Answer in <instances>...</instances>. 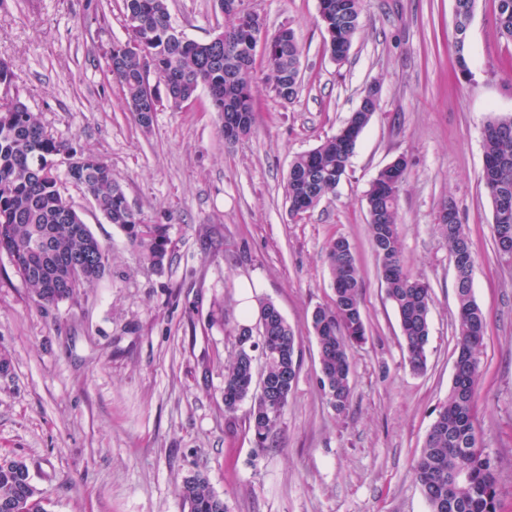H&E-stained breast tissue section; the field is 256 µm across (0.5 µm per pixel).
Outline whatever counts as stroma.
Here are the masks:
<instances>
[{
	"instance_id": "obj_1",
	"label": "stroma",
	"mask_w": 512,
	"mask_h": 512,
	"mask_svg": "<svg viewBox=\"0 0 512 512\" xmlns=\"http://www.w3.org/2000/svg\"><path fill=\"white\" fill-rule=\"evenodd\" d=\"M267 33L291 27L301 87L282 102L254 86V125L224 142L206 91L151 129L127 111L106 70L125 40L122 0H0L9 96L55 138L104 161L147 224L169 227L162 268L142 262L82 186L64 193L110 251L105 276L77 301H35L0 253V453L21 457L50 512H183L176 487L203 474L227 512H429L412 463L454 372L455 272L437 214L452 200L471 239L472 289L484 311L477 416L495 460L499 512H512V263L495 253L493 204L481 180L482 130L512 113V43L496 0H477L470 77L455 74L454 0H363L348 57L324 46L318 0H244ZM173 26L205 41L229 16L215 0H169ZM380 109L335 191L295 216L285 185L296 154L336 133L362 89ZM405 267L431 288L427 369L405 360L397 313L368 234L367 191L397 156ZM346 238L363 278L367 339L350 351L351 402L336 414L318 382L310 315L331 305L325 245ZM274 303L300 338L302 363L278 434L257 449L242 404L224 416V364L243 322L241 281Z\"/></svg>"
}]
</instances>
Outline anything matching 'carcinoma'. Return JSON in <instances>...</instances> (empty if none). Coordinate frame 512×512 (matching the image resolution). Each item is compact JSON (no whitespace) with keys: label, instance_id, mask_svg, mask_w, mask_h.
I'll list each match as a JSON object with an SVG mask.
<instances>
[{"label":"carcinoma","instance_id":"cac0c4a2","mask_svg":"<svg viewBox=\"0 0 512 512\" xmlns=\"http://www.w3.org/2000/svg\"><path fill=\"white\" fill-rule=\"evenodd\" d=\"M495 24L501 37L512 41V0H496ZM127 41L137 43L135 52L115 42L106 57L112 81L122 90L129 112L144 128L150 111V85L143 73L148 69L171 87L170 104L178 109L184 100L208 90L213 111L221 120V132L232 131L234 143L253 126L254 32L264 31V21L255 15V29L246 30L240 18L206 42L189 40L171 23L168 0H123ZM363 0H319V13L326 33L325 45L333 59L352 45L360 27ZM267 56L264 79L275 95L285 84L301 85V47L293 30L288 43L279 36H265ZM380 104L366 100L358 104L343 124L357 145ZM67 161L60 177L53 158ZM354 152L344 150L342 138L334 134L315 148L291 161L286 181L290 212L303 214L332 193L347 174ZM93 156L78 146L47 133L35 113L19 100L0 104V252L9 255L17 272L37 300L56 305L75 299L78 290L90 288L105 274L110 255L106 247L83 223L62 192L63 179L83 186L109 223L119 226L139 258L161 268L170 242L165 224H145L129 205L122 185L104 162L94 168L84 165ZM498 176L512 186V114L498 115L483 132L484 183ZM400 185L393 174L381 169L372 181L367 198L374 220L368 224L371 246L380 260L386 294L398 314L406 361L417 373L427 367L430 336L429 285L412 278L404 265L397 224ZM73 224L79 231L60 230L53 235V248L61 253L90 259L84 277L76 284L59 268L52 281L39 270L28 271L27 247L46 228ZM439 229L450 254L472 248L462 224ZM326 255L334 286L332 305L312 312L311 326L318 345L319 383L336 413L347 410L351 400V363L348 350L365 340L361 307L362 275L351 245L345 238L328 241ZM471 275L456 282L458 306V364L448 397L440 406L423 448L413 462V474L430 512H498L499 483L496 465L485 448L476 416V388L482 376L481 350L486 334V316L472 292ZM236 350L224 367V414L234 420L241 404L251 401L247 424L255 446L266 447L279 428L289 396L298 378L299 337L279 309L259 327V336L247 325L235 329ZM265 366L268 387L252 381L256 358ZM187 512H225L224 501L199 474L183 481L178 491ZM48 497L35 485L26 462L0 455V512H48Z\"/></svg>","mask_w":512,"mask_h":512}]
</instances>
